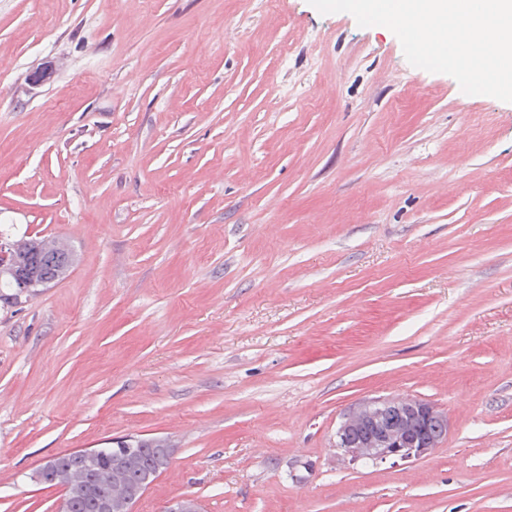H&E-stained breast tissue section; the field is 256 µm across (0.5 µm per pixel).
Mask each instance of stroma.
I'll return each instance as SVG.
<instances>
[{
	"instance_id": "stroma-1",
	"label": "stroma",
	"mask_w": 512,
	"mask_h": 512,
	"mask_svg": "<svg viewBox=\"0 0 512 512\" xmlns=\"http://www.w3.org/2000/svg\"><path fill=\"white\" fill-rule=\"evenodd\" d=\"M57 72L27 93L45 61ZM0 224L70 246L0 305V512L163 437L134 512H512V103L308 0H0ZM413 396L427 456L353 465ZM367 414H346L336 431V448L353 462L380 464L428 455L446 438L448 416L417 398H375L361 405Z\"/></svg>"
}]
</instances>
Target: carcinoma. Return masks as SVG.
Returning <instances> with one entry per match:
<instances>
[{"mask_svg":"<svg viewBox=\"0 0 512 512\" xmlns=\"http://www.w3.org/2000/svg\"><path fill=\"white\" fill-rule=\"evenodd\" d=\"M14 225L0 224V235L10 238L19 263L35 266L45 280L60 281V269L48 259L67 258L71 249L59 241L31 238L12 232ZM166 440L150 439V444L122 455L121 462H112L116 447L101 449V455L92 460L76 459L69 455L56 459L50 469V485L66 488L67 506L62 512H102L104 503L122 509L139 480L151 471H163L168 465Z\"/></svg>","mask_w":512,"mask_h":512,"instance_id":"cac0c4a2","label":"carcinoma"}]
</instances>
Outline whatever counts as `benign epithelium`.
I'll list each match as a JSON object with an SVG mask.
<instances>
[{
    "label": "benign epithelium",
    "instance_id": "1",
    "mask_svg": "<svg viewBox=\"0 0 512 512\" xmlns=\"http://www.w3.org/2000/svg\"><path fill=\"white\" fill-rule=\"evenodd\" d=\"M53 66L44 65L29 74L31 88L47 83ZM9 273L23 291L3 298L4 303L20 307L31 295L51 286L30 267L13 265L7 243L0 238V276ZM367 414L358 419L345 416L336 431V448L353 462L380 464L389 460H409L428 455L446 438L448 416L433 404L417 398H375L362 404ZM167 512H199L191 497L172 499Z\"/></svg>",
    "mask_w": 512,
    "mask_h": 512
}]
</instances>
